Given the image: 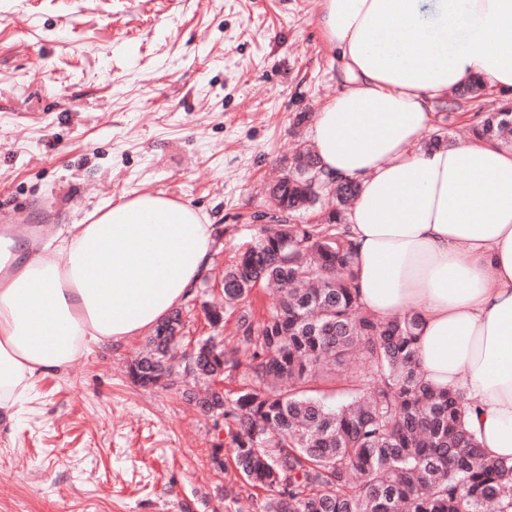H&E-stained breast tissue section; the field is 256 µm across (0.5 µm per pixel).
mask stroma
I'll return each instance as SVG.
<instances>
[{"label": "stroma", "mask_w": 512, "mask_h": 512, "mask_svg": "<svg viewBox=\"0 0 512 512\" xmlns=\"http://www.w3.org/2000/svg\"><path fill=\"white\" fill-rule=\"evenodd\" d=\"M320 0H0V205L62 226L128 192H164L214 224L210 269L182 302V344L211 331L224 268L274 214L268 185L344 84ZM487 99L436 104L467 141ZM134 336L92 348L0 416V512H238L261 494L175 370L142 387Z\"/></svg>", "instance_id": "35a3bbf8"}]
</instances>
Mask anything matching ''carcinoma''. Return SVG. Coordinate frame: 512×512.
<instances>
[{
	"mask_svg": "<svg viewBox=\"0 0 512 512\" xmlns=\"http://www.w3.org/2000/svg\"><path fill=\"white\" fill-rule=\"evenodd\" d=\"M483 91L470 81L454 96ZM477 117L474 136L512 143L511 107ZM326 192L336 209L324 222H291ZM271 195L280 223L225 268L224 307L203 305L213 329L236 316L233 346L210 334L180 354L174 310L133 360V382L161 385L185 360L184 372L205 384L196 406L218 417L236 469L266 494L263 512H512V464L482 452L459 393L421 374L420 315L380 320L358 300L344 225L356 184L326 182L304 147ZM263 283L278 294L257 319L250 297ZM232 375L237 390L216 387Z\"/></svg>",
	"mask_w": 512,
	"mask_h": 512,
	"instance_id": "cac0c4a2",
	"label": "carcinoma"
}]
</instances>
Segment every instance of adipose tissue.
I'll use <instances>...</instances> for the list:
<instances>
[{
  "instance_id": "adipose-tissue-1",
  "label": "adipose tissue",
  "mask_w": 512,
  "mask_h": 512,
  "mask_svg": "<svg viewBox=\"0 0 512 512\" xmlns=\"http://www.w3.org/2000/svg\"><path fill=\"white\" fill-rule=\"evenodd\" d=\"M347 86L312 131L326 180L358 186L354 287L383 318L422 315L427 381L463 397L487 456L512 461V147L422 148L433 104L478 79L512 99V0H320ZM213 228L134 192L34 248L0 237V412L93 347L141 335L208 270Z\"/></svg>"
}]
</instances>
